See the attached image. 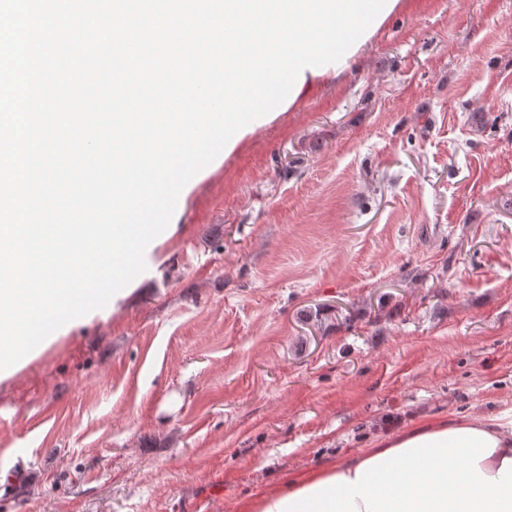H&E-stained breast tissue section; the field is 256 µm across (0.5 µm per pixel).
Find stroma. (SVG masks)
I'll use <instances>...</instances> for the list:
<instances>
[{"label":"stroma","mask_w":512,"mask_h":512,"mask_svg":"<svg viewBox=\"0 0 512 512\" xmlns=\"http://www.w3.org/2000/svg\"><path fill=\"white\" fill-rule=\"evenodd\" d=\"M149 261L0 383V512H238L410 420L512 409V0H410Z\"/></svg>","instance_id":"stroma-1"}]
</instances>
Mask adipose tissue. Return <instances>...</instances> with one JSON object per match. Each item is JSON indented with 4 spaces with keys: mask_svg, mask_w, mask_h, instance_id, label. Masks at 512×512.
Segmentation results:
<instances>
[{
    "mask_svg": "<svg viewBox=\"0 0 512 512\" xmlns=\"http://www.w3.org/2000/svg\"><path fill=\"white\" fill-rule=\"evenodd\" d=\"M241 512H512V419L414 422L347 463L258 490Z\"/></svg>",
    "mask_w": 512,
    "mask_h": 512,
    "instance_id": "adipose-tissue-1",
    "label": "adipose tissue"
}]
</instances>
